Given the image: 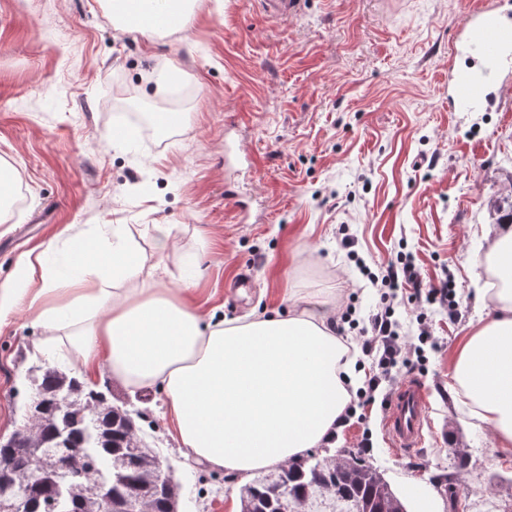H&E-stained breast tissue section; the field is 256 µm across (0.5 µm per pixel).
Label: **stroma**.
<instances>
[{
    "instance_id": "stroma-1",
    "label": "stroma",
    "mask_w": 512,
    "mask_h": 512,
    "mask_svg": "<svg viewBox=\"0 0 512 512\" xmlns=\"http://www.w3.org/2000/svg\"><path fill=\"white\" fill-rule=\"evenodd\" d=\"M475 0H304L296 15L266 16L258 0H198L185 31L146 37L112 23L102 0H0V166L17 209L0 215V283L21 256H40L48 305L68 240L113 227L149 248L171 228L164 287L198 260L195 303L225 319L287 310V289L336 302L340 333L361 345L382 306L363 267L412 255L423 284L453 277L456 310L393 302L400 334L435 342L416 374L430 427L397 454L380 405L351 417L312 456L360 453L408 512H450V478L463 512H512V447H499L457 394L450 362L490 308L481 257L497 229L489 198L512 186V95L495 112L448 109V47ZM184 85L169 102L159 82ZM150 116L178 112V128L112 138L127 101ZM254 156L246 168L239 152ZM354 240L345 249L343 237ZM249 272L247 294L227 285ZM78 375L68 344L47 341L25 305L0 318V436L22 422L39 360ZM92 387L142 414L141 434L173 472L179 512H237L245 479L187 462L159 389L132 390L101 371Z\"/></svg>"
}]
</instances>
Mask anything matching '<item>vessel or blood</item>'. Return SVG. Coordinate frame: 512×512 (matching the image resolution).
Here are the masks:
<instances>
[{
  "mask_svg": "<svg viewBox=\"0 0 512 512\" xmlns=\"http://www.w3.org/2000/svg\"><path fill=\"white\" fill-rule=\"evenodd\" d=\"M301 0H261L262 11L274 18L295 14ZM449 54L448 109L472 112L492 105L497 93L512 89V9L505 0H477L460 22ZM428 406L422 385L409 379L391 393L383 428L397 451L419 447L424 438Z\"/></svg>",
  "mask_w": 512,
  "mask_h": 512,
  "instance_id": "1",
  "label": "vessel or blood"
}]
</instances>
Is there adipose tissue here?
<instances>
[{"label": "adipose tissue", "instance_id": "obj_1", "mask_svg": "<svg viewBox=\"0 0 512 512\" xmlns=\"http://www.w3.org/2000/svg\"><path fill=\"white\" fill-rule=\"evenodd\" d=\"M117 26L159 35L180 29L189 0H105ZM75 274L57 288L71 295L46 308L20 264L0 287V317L28 301L48 334L65 331L85 380L108 368L128 388L161 385L183 455L234 474H260L327 445L350 403L357 376L337 337L328 298L292 296L288 313L205 322L191 286H160L158 264L132 234L69 240ZM494 277L482 301L490 318L461 343L451 366L457 391L497 442L512 446V225L488 241Z\"/></svg>", "mask_w": 512, "mask_h": 512}]
</instances>
